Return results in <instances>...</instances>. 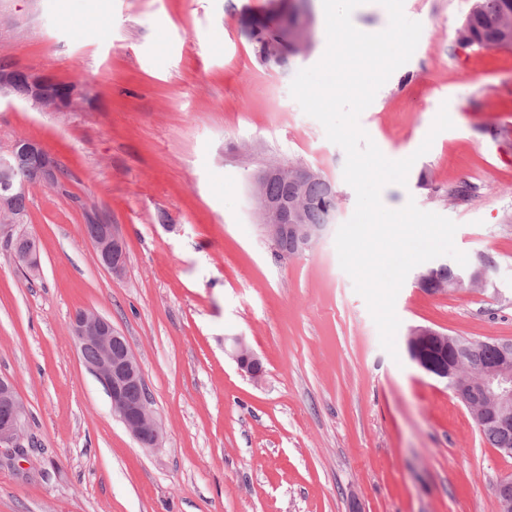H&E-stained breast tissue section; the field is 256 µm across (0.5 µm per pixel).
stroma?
I'll use <instances>...</instances> for the list:
<instances>
[{"label":"stroma","instance_id":"1","mask_svg":"<svg viewBox=\"0 0 512 512\" xmlns=\"http://www.w3.org/2000/svg\"><path fill=\"white\" fill-rule=\"evenodd\" d=\"M472 4L404 0L419 43L359 117L387 158H416L384 206L450 218L457 249L498 266L484 291L430 295L407 276L392 356L335 247L356 206L346 154L290 93L325 52L322 0L308 48L283 65L261 62L247 33L273 0H0V62L92 89L74 112L0 99V145L37 140L64 172L27 191L39 269L0 237V376L34 445L0 453V512H498L512 456L406 352L419 325L512 340V57L484 50L478 73L463 70L456 30ZM443 106L453 128L418 154ZM288 162L320 171L339 204L312 253L282 260L248 189ZM464 183L469 197L453 198ZM92 215L124 238L123 276L98 264ZM80 310L126 336L160 447L113 414L70 333ZM235 336L261 382L228 354ZM230 355L237 362L239 368L253 381L258 382L263 376L261 359L248 347L244 337L232 338Z\"/></svg>","mask_w":512,"mask_h":512}]
</instances>
